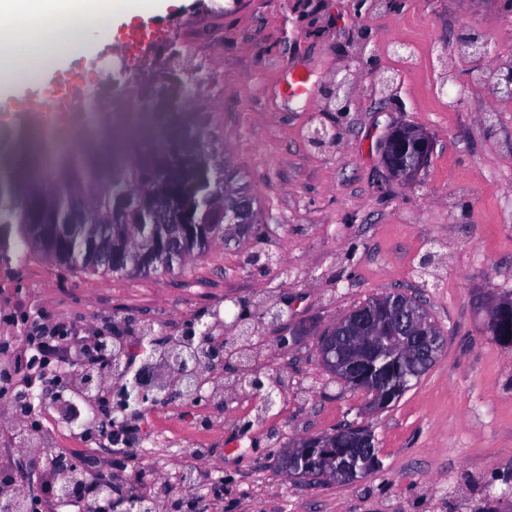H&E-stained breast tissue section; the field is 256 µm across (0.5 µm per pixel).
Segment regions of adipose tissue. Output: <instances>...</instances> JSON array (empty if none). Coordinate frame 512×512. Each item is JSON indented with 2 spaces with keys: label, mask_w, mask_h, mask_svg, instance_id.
<instances>
[{
  "label": "adipose tissue",
  "mask_w": 512,
  "mask_h": 512,
  "mask_svg": "<svg viewBox=\"0 0 512 512\" xmlns=\"http://www.w3.org/2000/svg\"><path fill=\"white\" fill-rule=\"evenodd\" d=\"M136 14L132 0H0V90L13 89L32 62L45 70L88 51L78 30L108 39L114 16Z\"/></svg>",
  "instance_id": "1"
}]
</instances>
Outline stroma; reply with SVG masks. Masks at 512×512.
<instances>
[{
  "label": "stroma",
  "instance_id": "stroma-1",
  "mask_svg": "<svg viewBox=\"0 0 512 512\" xmlns=\"http://www.w3.org/2000/svg\"><path fill=\"white\" fill-rule=\"evenodd\" d=\"M112 41L62 60L0 95V143L29 139L26 115L51 135L57 104L42 90L76 68L137 91L142 75L179 64L200 73L182 111L199 114L220 160L260 202L252 234L214 243L182 270L147 277L88 273L39 251L0 261V336L23 335L38 316L72 320L83 335L124 336L141 367L153 343L190 325L236 316L254 334L251 364L282 392L263 418L259 399L235 385V363L211 375L183 419L176 396L139 404L122 449L92 461L115 493L152 496L158 512H478L491 497L512 502V347L487 331L488 306L512 291V98L497 97L486 70L512 68V0H172L132 22L115 17ZM478 32L490 57L459 53L462 30ZM415 43L408 66L394 47ZM455 53L440 95L433 54ZM351 74L346 107L327 102L334 76ZM308 80L292 95L293 77ZM394 83H384V76ZM425 132L433 151L415 178L393 179L380 142L401 124ZM334 129L335 144L309 132ZM438 262L421 269L427 250ZM423 300L445 337L437 363L396 403L374 411L320 363L325 332L359 304L387 293ZM281 309L265 322L267 305ZM365 424L382 466L356 480L290 479L281 453L300 439ZM173 436L164 475L141 457L161 429ZM204 449L208 479L181 475Z\"/></svg>",
  "mask_w": 512,
  "mask_h": 512
}]
</instances>
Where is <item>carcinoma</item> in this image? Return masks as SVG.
Masks as SVG:
<instances>
[{"label": "carcinoma", "mask_w": 512, "mask_h": 512, "mask_svg": "<svg viewBox=\"0 0 512 512\" xmlns=\"http://www.w3.org/2000/svg\"><path fill=\"white\" fill-rule=\"evenodd\" d=\"M190 93L188 78L172 69L141 89L137 101L146 107L159 97ZM173 144L179 155L171 167ZM128 150L149 156L152 165L125 161L105 174L94 159L63 158L47 178L0 177V251L37 248L61 265L116 275L170 273L224 239L228 229L244 235L259 223L255 198L216 171L196 116L171 115L160 141L134 142ZM184 217L190 223H181ZM488 330L512 334V293L499 298ZM409 370L404 360L383 353L364 366L362 382L345 386L362 392L367 384L378 387L395 402L423 376L421 367L415 376ZM340 430L337 447L351 449L355 470L382 465L376 442L360 447L367 427L345 424ZM323 462L318 450L294 445L282 465L306 473Z\"/></svg>", "instance_id": "1"}]
</instances>
